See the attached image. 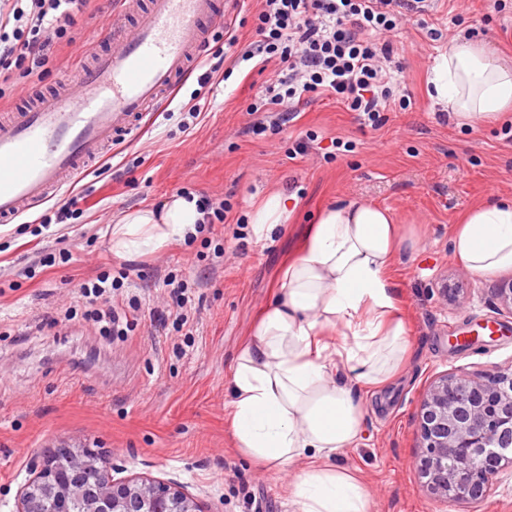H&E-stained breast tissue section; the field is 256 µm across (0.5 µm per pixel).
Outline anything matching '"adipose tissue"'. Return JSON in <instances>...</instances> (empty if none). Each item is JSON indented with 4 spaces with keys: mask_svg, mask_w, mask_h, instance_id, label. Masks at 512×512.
Returning a JSON list of instances; mask_svg holds the SVG:
<instances>
[{
    "mask_svg": "<svg viewBox=\"0 0 512 512\" xmlns=\"http://www.w3.org/2000/svg\"><path fill=\"white\" fill-rule=\"evenodd\" d=\"M428 94L451 117L483 123L512 112V64L470 37L452 40L432 68ZM288 198L270 193L250 217L256 241L287 224ZM199 219L196 199L174 195L161 207L114 217L112 249L157 251L184 239ZM415 228L390 209L355 199L325 207L298 254L279 273L278 292L262 310L234 366L232 436L246 457L294 470L297 512H368L366 488L336 464L355 444L363 409L353 386L378 387L409 344L400 291L389 274ZM460 264L477 275L512 269V200L468 209L453 231ZM346 373L337 384L336 369Z\"/></svg>",
    "mask_w": 512,
    "mask_h": 512,
    "instance_id": "adipose-tissue-1",
    "label": "adipose tissue"
}]
</instances>
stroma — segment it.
Listing matches in <instances>:
<instances>
[{
    "mask_svg": "<svg viewBox=\"0 0 512 512\" xmlns=\"http://www.w3.org/2000/svg\"><path fill=\"white\" fill-rule=\"evenodd\" d=\"M113 8L114 0H96L94 17L78 18V46L108 47L103 24ZM451 13L458 16L456 34L512 55V0H440L436 19ZM445 46L429 42L418 17L403 22L396 52L412 105L388 113L376 131L344 104L316 97L279 135L246 134V108L267 76L234 70L191 133L157 111L142 137L122 142L109 172L94 169L82 179L87 210L65 226L69 263L57 262L60 245L38 225L0 229V512H15L30 455L57 446L98 449L118 478L180 483L204 512H296L291 471L259 466L235 446L227 419L232 368L307 225L326 204L359 197L418 228V245L399 253L391 270L410 319L411 347L386 384L357 390L363 429L336 462L365 486L369 512H512L510 467L473 505L432 498L414 464L417 412L428 384L447 372L512 365V312L496 296L512 282V270L469 273L451 248L465 210L512 197V118L470 128L438 119L426 89ZM82 63L67 48L40 81L12 74L0 84L7 111L52 91ZM309 134L323 158H289ZM181 187L227 199L226 223L150 254H113V216L162 204ZM273 190L292 198L294 216L259 243L248 214ZM124 265L132 271L112 296L128 324L115 336L86 324L88 306L75 286ZM169 273L199 297L188 309L198 322L193 335H161L150 322L151 309L175 306L163 283ZM446 284L462 289L459 304H444ZM483 323L498 325L499 333L470 347L451 346L453 337Z\"/></svg>",
    "mask_w": 512,
    "mask_h": 512,
    "instance_id": "stroma-1",
    "label": "stroma"
}]
</instances>
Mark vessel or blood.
<instances>
[{
  "instance_id": "obj_1",
  "label": "vessel or blood",
  "mask_w": 512,
  "mask_h": 512,
  "mask_svg": "<svg viewBox=\"0 0 512 512\" xmlns=\"http://www.w3.org/2000/svg\"><path fill=\"white\" fill-rule=\"evenodd\" d=\"M228 17L224 0H123L107 51L0 119V222L68 194L118 137L144 133Z\"/></svg>"
}]
</instances>
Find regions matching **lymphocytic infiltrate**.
Returning a JSON list of instances; mask_svg holds the SVG:
<instances>
[{
    "instance_id": "f902f5d3",
    "label": "lymphocytic infiltrate",
    "mask_w": 512,
    "mask_h": 512,
    "mask_svg": "<svg viewBox=\"0 0 512 512\" xmlns=\"http://www.w3.org/2000/svg\"><path fill=\"white\" fill-rule=\"evenodd\" d=\"M435 0H260L253 38L240 44L232 65L268 73L264 94L250 103L254 135L279 133L312 97L343 102L362 124L408 108L401 94L402 63L394 49L403 20L425 16ZM90 0H0V77L13 70L39 80L60 46H73L72 27Z\"/></svg>"
}]
</instances>
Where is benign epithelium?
Returning a JSON list of instances; mask_svg holds the SVG:
<instances>
[{"instance_id":"7a95c632","label":"benign epithelium","mask_w":512,"mask_h":512,"mask_svg":"<svg viewBox=\"0 0 512 512\" xmlns=\"http://www.w3.org/2000/svg\"><path fill=\"white\" fill-rule=\"evenodd\" d=\"M416 468L436 499L478 503L493 479L512 466V368L444 374L422 394ZM32 478L17 494L16 512H40L39 501L81 512H203L182 488L151 479L117 480L95 450L55 448L32 455Z\"/></svg>"}]
</instances>
